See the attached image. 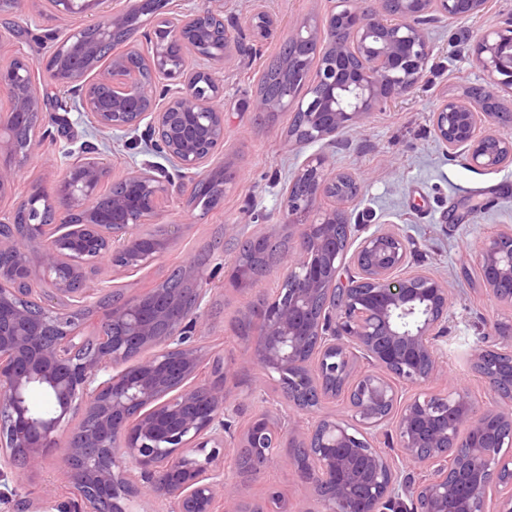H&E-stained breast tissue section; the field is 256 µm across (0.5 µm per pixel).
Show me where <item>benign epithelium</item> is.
Segmentation results:
<instances>
[{"label": "benign epithelium", "mask_w": 512, "mask_h": 512, "mask_svg": "<svg viewBox=\"0 0 512 512\" xmlns=\"http://www.w3.org/2000/svg\"><path fill=\"white\" fill-rule=\"evenodd\" d=\"M123 0V8L91 19L54 44L44 62L54 83L78 98L79 111L100 130L144 136L168 167H133L102 198L106 168L79 159L52 187L38 186L14 213L0 218V483L14 482L17 512H136L147 494L169 512H512V229L480 238L475 271L508 320L470 354V369L491 395L479 403L469 387L447 383L438 341L446 334L452 298L432 272L408 268L409 244L381 228L349 251L345 213L361 183L336 170L329 149L346 130L377 110L428 86L432 47L425 24L480 17L489 0H333L330 14L302 19L281 42L300 69L288 96L258 93V117L287 112L288 142L308 155L282 190L280 286L271 302L245 310L259 326L241 357L211 359L197 342L208 335L207 297L224 269V243L240 241L227 224L213 246L210 272L179 266L182 287L161 282L139 296L112 295L102 307L98 346L80 331L81 300L95 294L93 270L107 263L131 273L158 261L175 243L145 227L181 198L193 206L205 186L217 201L231 175L212 166L224 143V93L218 69L235 61L221 0ZM67 19L102 0H49ZM148 27L151 79L121 82L133 51H114L130 26ZM248 25L262 39L277 27L264 11ZM481 82L462 97H442L432 112L436 139L478 170L512 162V139L489 128L512 122V12L475 40ZM194 57L199 66L188 68ZM25 74L0 69V91L11 99L0 116V155L26 157L39 145V64L23 57ZM16 170L0 161V197ZM280 250L279 233L251 234L228 273L253 283L244 249ZM357 270L345 276L347 266ZM369 364L357 365V355ZM258 364L278 375L288 413L312 418L283 425L256 416L227 443L231 415L224 382ZM42 392L48 412L29 404ZM343 398L350 417L318 414ZM73 421L59 467L73 504H35L18 477L36 471L59 447L62 424ZM392 426L394 448L378 446ZM288 449L283 456L280 449ZM252 458L237 475L258 478L272 464L288 467L316 494L317 507L292 505L271 492L244 508L238 481L224 475V456Z\"/></svg>", "instance_id": "7a95c632"}]
</instances>
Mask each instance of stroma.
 I'll return each mask as SVG.
<instances>
[{
  "label": "stroma",
  "mask_w": 512,
  "mask_h": 512,
  "mask_svg": "<svg viewBox=\"0 0 512 512\" xmlns=\"http://www.w3.org/2000/svg\"><path fill=\"white\" fill-rule=\"evenodd\" d=\"M45 4L46 0H26L9 21L0 20V67H7L21 55L41 60L49 50L41 42L45 33H55L61 40L84 26L85 19L80 15L54 19ZM260 9L277 20V38L265 43L261 55L240 57L219 75L224 84V94L218 100L224 113V147L218 159L236 170V181L226 188L223 203L207 212H190L181 201H172L151 230L162 234L168 225H181L173 247L159 261L134 274L97 266L99 288L87 299L89 308H97L112 291L134 296L165 280L174 268L196 258L220 237L225 225H240L249 234L281 224L282 188L305 155L287 143L288 113L278 112L260 122L249 104L289 25L304 18L326 17L331 2L224 0L225 17L241 27ZM509 11L512 0H490L488 12L481 17L454 22L443 18L430 24L426 34L433 48L429 62L431 86L373 112L360 127L345 133L332 152L336 168L363 178L361 193L346 212L352 242L381 228L395 229L409 242L410 263L447 282L454 298L448 336L441 342L448 383L468 386L482 403L490 396L473 377L469 355L498 310L478 279L466 276L465 271L473 266L480 237L502 226H512V163L496 170L477 171L463 158L448 156L433 135L431 114L439 94L462 95L479 80L470 48L481 31L494 25L499 14ZM74 122L79 141L95 146L109 164L110 178L120 177L127 167L160 159L145 140L104 135L81 116ZM69 163L60 145L44 141L17 162V181L11 195L0 199V213L12 212L34 185L58 179ZM277 285V275L271 272L248 288L236 289L227 283L213 288L207 310L210 334L202 339L212 356L227 362L239 358L244 345L234 334L235 320L259 296L272 294ZM226 391L227 405L238 425H245L259 413L281 419L288 415L276 374L261 366L243 369L228 378ZM23 481L32 500L66 502L71 497L68 483L54 464L25 475ZM273 489L292 504L314 499L312 488L280 465L268 467L259 479L246 481L242 496L256 501Z\"/></svg>",
  "instance_id": "1"
}]
</instances>
